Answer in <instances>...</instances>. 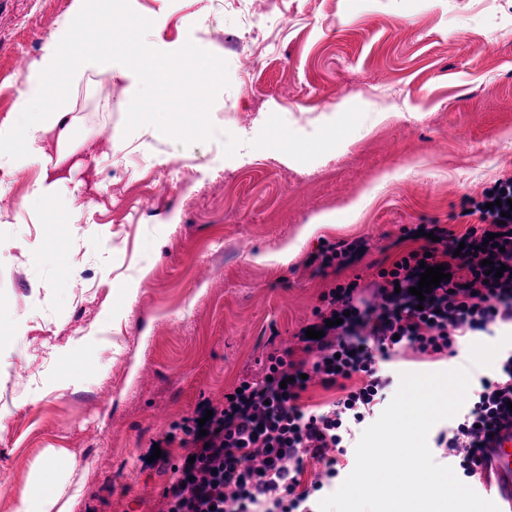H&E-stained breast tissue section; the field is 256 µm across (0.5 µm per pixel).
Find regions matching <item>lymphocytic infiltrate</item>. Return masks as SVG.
I'll use <instances>...</instances> for the list:
<instances>
[{"instance_id":"obj_1","label":"lymphocytic infiltrate","mask_w":512,"mask_h":512,"mask_svg":"<svg viewBox=\"0 0 512 512\" xmlns=\"http://www.w3.org/2000/svg\"><path fill=\"white\" fill-rule=\"evenodd\" d=\"M507 199L512 177L475 202L481 225L460 236L440 224L404 228L418 247L380 270L370 299L358 298L355 281L323 294L314 325L321 338L297 335L303 359L290 349L270 353L261 374L243 379L223 405L198 407L184 427L186 456L175 465L165 455L153 461L175 476L162 512H317L403 356L458 362L477 337L512 333V216L500 207ZM487 259L504 266L502 276L487 274ZM425 265L446 266L451 278L420 299L410 289ZM315 383L338 390L336 401L302 403ZM505 425L512 426V344L499 351L492 375L477 377L434 443L468 481Z\"/></svg>"}]
</instances>
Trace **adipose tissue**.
I'll use <instances>...</instances> for the list:
<instances>
[{"label":"adipose tissue","mask_w":512,"mask_h":512,"mask_svg":"<svg viewBox=\"0 0 512 512\" xmlns=\"http://www.w3.org/2000/svg\"><path fill=\"white\" fill-rule=\"evenodd\" d=\"M152 50L141 44L135 53L117 58L106 39L89 40L83 27L62 21L58 31L47 39L37 57L28 63V76L19 95L22 107L42 105L43 110L32 120L17 122L14 118L0 121V160L8 170L18 171L38 164L35 192L45 206H53L70 182L66 162L77 152H84L93 164L107 159L95 139L87 138L72 144L71 130L75 122L65 98L72 85L87 73L108 78L134 80L139 90L127 103L133 116H140L144 106L141 91L163 77L151 63ZM349 115L332 112L324 115L312 130L302 132L296 148L320 161L318 139L327 128H334V150L348 147L344 131ZM87 467L65 448H44L31 461L25 482L16 492V512H75L86 496Z\"/></svg>","instance_id":"adipose-tissue-1"}]
</instances>
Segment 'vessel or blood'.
<instances>
[{
    "label": "vessel or blood",
    "mask_w": 512,
    "mask_h": 512,
    "mask_svg": "<svg viewBox=\"0 0 512 512\" xmlns=\"http://www.w3.org/2000/svg\"><path fill=\"white\" fill-rule=\"evenodd\" d=\"M474 486L480 496L493 501L501 512H512V427L502 429L487 448Z\"/></svg>",
    "instance_id": "b4317fda"
}]
</instances>
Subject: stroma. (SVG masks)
<instances>
[{
	"label": "stroma",
	"instance_id": "35a3bbf8",
	"mask_svg": "<svg viewBox=\"0 0 512 512\" xmlns=\"http://www.w3.org/2000/svg\"><path fill=\"white\" fill-rule=\"evenodd\" d=\"M72 0H0V120L18 111L26 70ZM275 56L243 76L237 12L211 0H121L113 45L148 41L165 78L147 94L168 108L133 127L130 80L87 74L70 91L73 142L111 141L98 209L36 196L38 165L0 193V327L27 332L0 348V512L40 449L89 464L76 512H159L171 475L154 444L183 452L175 427L256 375L270 338L314 319L336 282L377 281L380 265L416 248L403 226L479 224L471 202L512 176V0H287ZM208 75L181 68L186 48ZM208 103L186 111L189 94ZM385 112L348 150L309 174L283 163L285 132L327 112ZM167 129L157 137L158 129ZM411 159L421 165L404 172ZM356 210H349L351 202ZM86 221H70L71 209ZM332 224L288 262L275 253L313 215ZM23 238L39 251L14 249ZM363 238L348 266L316 273L323 246ZM148 267L134 303L129 273ZM85 337L70 353L59 348Z\"/></svg>",
	"mask_w": 512,
	"mask_h": 512
}]
</instances>
